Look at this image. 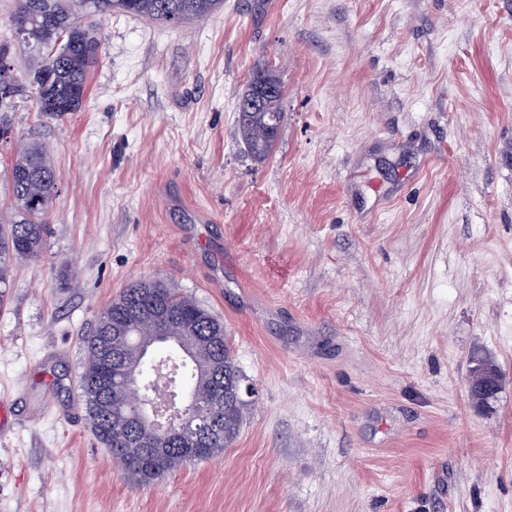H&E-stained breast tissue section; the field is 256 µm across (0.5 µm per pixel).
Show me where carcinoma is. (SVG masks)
Here are the masks:
<instances>
[{"mask_svg":"<svg viewBox=\"0 0 512 512\" xmlns=\"http://www.w3.org/2000/svg\"><path fill=\"white\" fill-rule=\"evenodd\" d=\"M11 20H23L26 39L18 43L30 54L43 56L32 71L29 85L20 83L11 66H0V94L10 100L33 90L41 112H76L87 92V76L97 62L101 40L92 19L122 11L171 27H181L214 14L223 0H16ZM282 95L270 98L266 110L244 121L237 119L239 134L255 159L269 156L275 139L269 126H280ZM57 171L46 147L36 141L17 145L11 168L16 210L8 220L0 217V288L7 287L13 263L41 257L47 218L57 194ZM160 302L170 320L159 319L146 310L126 320L134 303ZM185 337L193 360L179 363L178 385L194 399L208 403L214 419L222 424L208 443V451L192 458L174 440L160 439L156 446L169 448L166 465L159 471L130 459L124 444L112 441V403L135 405L134 393L121 386L102 390L98 384L103 351L109 347L124 353L127 360L139 358L141 343L156 334ZM86 359L80 386L92 432L98 442L112 450V457L137 485L154 484L181 467L221 455L239 435L245 410L251 401H239L232 384L243 374L236 365L224 334V322L196 300L162 281H137L125 288L98 317L84 338Z\"/></svg>","mask_w":512,"mask_h":512,"instance_id":"cac0c4a2","label":"carcinoma"}]
</instances>
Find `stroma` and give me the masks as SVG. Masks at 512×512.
Instances as JSON below:
<instances>
[{
	"label": "stroma",
	"mask_w": 512,
	"mask_h": 512,
	"mask_svg": "<svg viewBox=\"0 0 512 512\" xmlns=\"http://www.w3.org/2000/svg\"><path fill=\"white\" fill-rule=\"evenodd\" d=\"M98 34L80 111L0 112V215L13 141L60 176L0 300V512H512V0H224ZM264 66L283 118L257 161L237 103ZM143 279L220 317L257 389L222 455L151 486L79 386ZM479 358L503 376L484 408ZM482 365L470 373L467 392L471 404L481 407L493 399L502 387V374L495 363L482 360Z\"/></svg>",
	"instance_id": "1"
}]
</instances>
